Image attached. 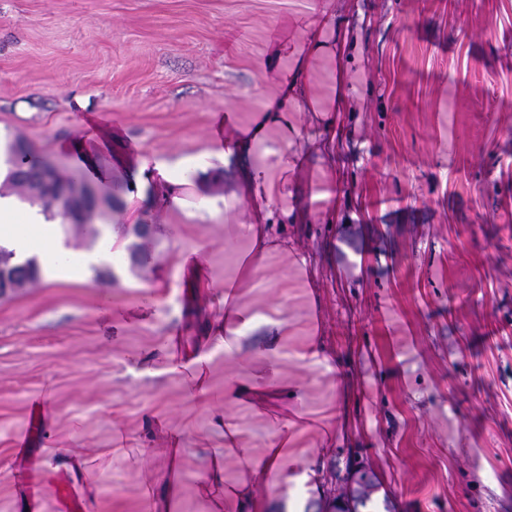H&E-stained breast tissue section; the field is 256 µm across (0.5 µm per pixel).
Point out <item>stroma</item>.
Masks as SVG:
<instances>
[{"label": "stroma", "instance_id": "35a3bbf8", "mask_svg": "<svg viewBox=\"0 0 512 512\" xmlns=\"http://www.w3.org/2000/svg\"><path fill=\"white\" fill-rule=\"evenodd\" d=\"M355 89L333 133L301 112L299 148L332 139L284 191L335 172L336 221L297 216L271 234L264 272L240 275L248 239L223 208L197 207L187 169L231 112L249 126L280 94L258 64L276 39L315 21L312 0H0V131L112 196L114 279L80 271L0 297V512H64L78 490L63 457L82 449L94 501L82 512H151L157 480L177 477L172 512H238V456H261L274 414L299 411L288 442L305 485L255 483L268 512L348 494L370 473L375 512H512V0H333ZM95 155L100 177L73 161ZM173 165L184 207L137 192L138 157ZM149 233L138 239L137 225ZM150 255L132 273L127 245ZM197 250L201 282L181 258ZM257 317L232 353L207 342L224 282ZM208 343L207 384L301 385L248 404L203 405L169 341ZM319 344L323 359L311 357ZM180 428L171 462L160 429ZM224 460V486L203 482Z\"/></svg>", "mask_w": 512, "mask_h": 512}]
</instances>
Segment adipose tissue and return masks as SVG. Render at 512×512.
Masks as SVG:
<instances>
[{"label": "adipose tissue", "mask_w": 512, "mask_h": 512, "mask_svg": "<svg viewBox=\"0 0 512 512\" xmlns=\"http://www.w3.org/2000/svg\"><path fill=\"white\" fill-rule=\"evenodd\" d=\"M346 42L343 22L330 6H322L319 23L301 30L289 47L288 69L278 68L272 58L258 65L262 76L278 80L284 89L276 106L263 113L255 127L245 130L225 128L223 141L215 143L210 151L211 157L223 162L234 155L243 160L239 178L251 202L246 221L249 247L239 262L245 276L257 275L264 267L269 221L277 216L291 218L295 211L294 206L283 205L281 197L275 193L273 176L278 170L294 174L304 168L303 159L292 149L301 135L297 113H320L325 118V128L333 129L353 92L336 66ZM316 66L324 74L326 90L323 94L310 96L305 93L304 86L309 69ZM272 129L279 135L280 149L274 151L272 161L252 162V155L264 145L267 133ZM112 244L111 238H102L92 249L66 253L62 262L43 268L42 273L53 280L75 270H87L107 258ZM0 246L15 251L22 260L54 255L60 252L59 223L47 218L39 205L20 202L11 195L0 196ZM287 445L288 438L284 435L270 442L264 456L249 461L243 483L258 479L271 486L278 485L288 468Z\"/></svg>", "instance_id": "obj_1"}]
</instances>
